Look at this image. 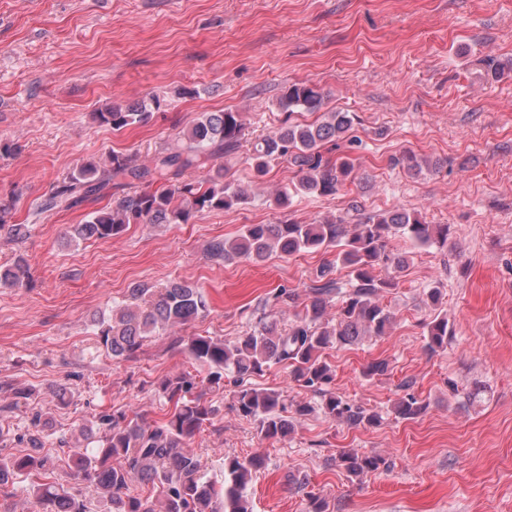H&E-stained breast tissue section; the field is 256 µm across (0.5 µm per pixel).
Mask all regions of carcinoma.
I'll list each match as a JSON object with an SVG mask.
<instances>
[{
  "label": "carcinoma",
  "instance_id": "cac0c4a2",
  "mask_svg": "<svg viewBox=\"0 0 512 512\" xmlns=\"http://www.w3.org/2000/svg\"><path fill=\"white\" fill-rule=\"evenodd\" d=\"M323 90L305 82L288 85L279 105L287 117L275 131L253 145L252 167L257 176L270 166L286 161L302 174L294 189L281 188L274 203L286 208L299 195L331 196L354 178L353 160L345 155L333 158L328 146L338 149L354 143L349 134L355 123L350 112H322V120L294 123L297 110L321 112ZM152 112L144 102L114 105L95 113V119L116 130L145 124ZM244 137V124L238 112H207L184 132L185 144L155 158L153 167L137 164L134 154L114 152L102 163L90 161L72 170L45 205L47 209L71 208L99 193L112 179L176 180L186 170L204 161L233 154ZM407 173L419 175L430 168L428 159L407 151L395 158ZM250 194L241 185L219 174L198 183L171 185L162 190H135L94 210L75 227L78 237L108 239L126 231L131 224H185L192 213L204 210L229 211L249 202ZM10 207L0 206V231L21 239L26 225L9 223ZM402 233L418 244L448 246V225L429 224L415 213L390 210L380 214L324 219L302 224L294 220L278 224H249L232 239L216 240L207 247L212 258L226 261L244 259L262 262L272 255L292 256L300 252L337 249L336 263L346 269V279L333 277V266L320 268L316 284L305 298L281 288L272 295L273 304L283 313H293L286 325L266 321L235 341L211 336H179L177 330L205 316L208 301L199 288L172 282L163 288L140 284L129 297L112 307V314L97 323L96 336L102 350L114 359L130 361L145 342L159 335L171 337V345L181 346L191 360L207 368L206 386L199 388L189 373L168 376L157 384L159 394L169 405L161 421L148 422L136 411L117 410L98 417L101 433L97 445L70 449L71 483L64 486L50 480L55 459L42 454L47 421L35 411L32 432L27 435L29 451L0 461V491L17 476L36 477L33 493L46 512H90L83 487L94 488L106 499L111 512H252L245 490L253 474L262 469L265 458L254 454L224 459V481L205 478L201 462L190 448L192 439L205 428L215 426L217 409L205 398L206 392L224 388V375L237 376L231 391V408L238 416L257 422L264 439H281L296 423L314 411L332 422L351 426H377L381 416L363 405L344 399L332 389L334 371L324 360L326 350L353 345L366 336H384L394 317L379 299L381 293L397 284L405 269V259L388 254L384 239ZM383 266L390 274H374ZM30 278L22 257L0 269V284L21 287ZM336 311L328 314L333 298ZM443 294L434 287L426 292L425 303L433 315L426 323L425 347L435 353L448 347L453 337L448 314L440 309ZM272 364L288 370L291 382L318 398L316 405L288 404L284 391L254 388L243 379L261 375ZM13 400L3 410L21 406L33 408L34 394L25 388L11 389ZM393 412L401 420H414L426 412V404L413 394L399 399ZM340 466L352 477L362 478L387 465L379 455L348 450L338 457Z\"/></svg>",
  "mask_w": 512,
  "mask_h": 512
}]
</instances>
